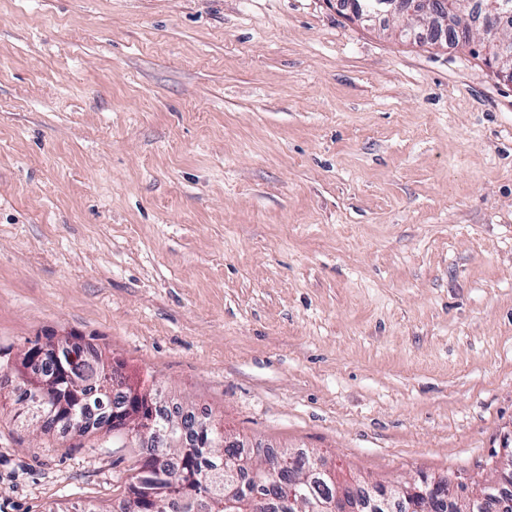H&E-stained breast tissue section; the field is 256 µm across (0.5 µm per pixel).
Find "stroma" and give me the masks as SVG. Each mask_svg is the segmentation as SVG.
<instances>
[{
    "instance_id": "stroma-1",
    "label": "stroma",
    "mask_w": 512,
    "mask_h": 512,
    "mask_svg": "<svg viewBox=\"0 0 512 512\" xmlns=\"http://www.w3.org/2000/svg\"><path fill=\"white\" fill-rule=\"evenodd\" d=\"M335 0H0V352L122 377L350 484L512 438V82ZM0 390V512H118L136 442ZM68 368L88 391L97 390L103 382L123 384L117 380L116 371L107 372L101 353L90 345H86L83 351L75 352V358L68 363ZM73 417L63 420L57 418L55 415L50 417L43 426V431L47 434H53L54 432H78L80 435L90 433L89 425L86 423L87 415L90 414L89 406L87 404H73Z\"/></svg>"
}]
</instances>
